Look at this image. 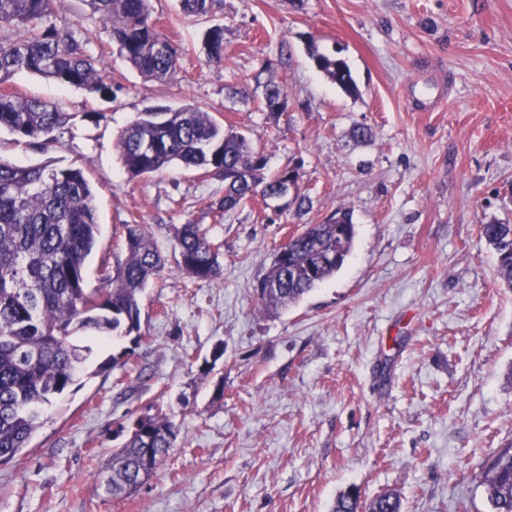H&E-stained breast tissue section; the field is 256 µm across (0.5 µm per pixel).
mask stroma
Here are the masks:
<instances>
[{
    "mask_svg": "<svg viewBox=\"0 0 512 512\" xmlns=\"http://www.w3.org/2000/svg\"><path fill=\"white\" fill-rule=\"evenodd\" d=\"M151 7L179 55L172 80H145L102 27L91 53L120 82L115 99L27 72L8 83L72 115L48 150L22 142L6 156L90 179L99 234L87 288L124 257L133 222L152 226L166 269L140 298L145 342L94 348L29 447L0 466V512H335L355 492L395 494L403 512H490L481 473L512 445V288L481 227L512 224V0ZM216 25L220 67L203 44ZM317 53L345 62L355 92ZM271 81L288 94L276 119L255 104ZM184 103L263 147L268 174L299 167L309 209L224 212L215 171L130 177L121 130L148 107ZM358 125L368 140L352 138ZM340 207L356 226L343 267L297 303L260 310L254 287L278 247ZM181 224L218 245L220 279L178 269ZM143 414L172 421L177 445L136 494L106 496L97 478L117 429Z\"/></svg>",
    "mask_w": 512,
    "mask_h": 512,
    "instance_id": "35a3bbf8",
    "label": "stroma"
}]
</instances>
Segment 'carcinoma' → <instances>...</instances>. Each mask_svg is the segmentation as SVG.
<instances>
[{
  "label": "carcinoma",
  "instance_id": "carcinoma-1",
  "mask_svg": "<svg viewBox=\"0 0 512 512\" xmlns=\"http://www.w3.org/2000/svg\"><path fill=\"white\" fill-rule=\"evenodd\" d=\"M60 0H0V84L26 71L62 86L85 88L112 98L120 90L97 68L90 45L96 32L60 26ZM99 22L110 27L119 53L146 79L163 82L179 68V57L152 19L149 0H85ZM162 43L167 51L156 50ZM204 46L211 64H224V28H210ZM316 65L351 91L350 70L341 61L313 55ZM287 97L274 82L265 86L266 112ZM71 114L57 102L0 92V128L44 148ZM116 148L125 172L141 177L173 163L187 169L214 168L224 174L220 209L230 212L260 196L280 191L284 170L267 176V156L243 133L224 128L190 103L157 105L140 113L118 135ZM124 259L103 270L105 291L85 286L86 260L97 243L98 217L92 186L73 167L16 165L0 156V466L11 463L45 423L44 408L67 391L91 348L76 344L77 333L133 336L139 344L140 295L160 275L165 262L149 224H126ZM481 233L497 254V274L512 287V224H483ZM355 224L340 207L321 224H307L280 246L282 259L265 271L256 289L262 309L294 304L338 272L352 251ZM178 267L201 281L221 277L218 247L199 224L175 228ZM179 431L152 416L112 453L100 488L113 498L136 491L153 476ZM481 485L491 512H512V447L494 452ZM358 496L348 494L336 512H359ZM365 512H402L400 498L384 493Z\"/></svg>",
  "mask_w": 512,
  "mask_h": 512
}]
</instances>
